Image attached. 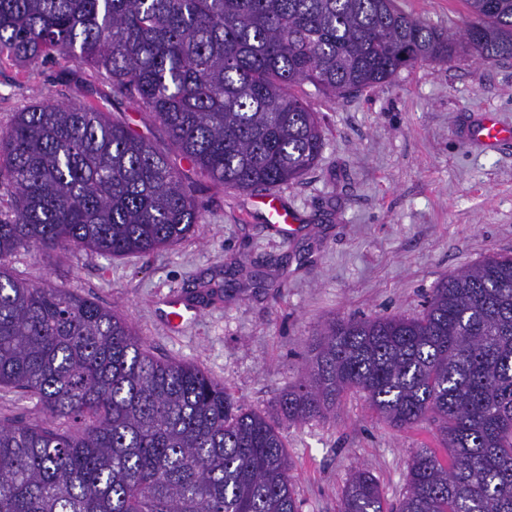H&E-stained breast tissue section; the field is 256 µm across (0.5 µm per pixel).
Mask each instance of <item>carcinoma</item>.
<instances>
[{
	"instance_id": "obj_1",
	"label": "carcinoma",
	"mask_w": 512,
	"mask_h": 512,
	"mask_svg": "<svg viewBox=\"0 0 512 512\" xmlns=\"http://www.w3.org/2000/svg\"><path fill=\"white\" fill-rule=\"evenodd\" d=\"M448 30L397 0H0V61L105 76L161 149L79 84L0 131V388L36 424L0 421V512H299L277 428L199 366L155 357L118 313L1 263L20 248L149 254L194 232L176 159L242 193L299 182L325 138L303 86L345 97L465 49L512 59V0H465ZM306 374L279 393L291 422L365 394L383 422L437 426L409 460L398 512H512V255L439 282L417 316L326 320ZM340 512H390L360 468Z\"/></svg>"
}]
</instances>
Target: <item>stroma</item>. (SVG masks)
<instances>
[{"label": "stroma", "mask_w": 512, "mask_h": 512, "mask_svg": "<svg viewBox=\"0 0 512 512\" xmlns=\"http://www.w3.org/2000/svg\"><path fill=\"white\" fill-rule=\"evenodd\" d=\"M437 28L460 24L465 0H398ZM57 67L0 65V130L32 101L62 99ZM78 79L121 110L130 126L164 145L137 105L113 100L106 80ZM325 148L281 203L303 226L288 238L263 216V193L213 185L181 168L203 207L188 239L148 256L103 257L21 249L7 260L34 284L68 288L123 315L155 356L189 362L223 383L246 410L280 431L301 512H338L344 486L371 468L389 504L405 491L410 456L442 450L435 425L394 429L359 393L335 415L298 424L281 416L277 395L304 373L307 344L329 318L415 315L449 274L493 253H512V143L471 146L466 133L485 112L512 125V59L486 63L460 54L426 61L391 81L342 99L307 87ZM259 269L264 283L251 281ZM231 279L235 290L198 307L180 331L161 302L191 301L200 284Z\"/></svg>", "instance_id": "1"}]
</instances>
